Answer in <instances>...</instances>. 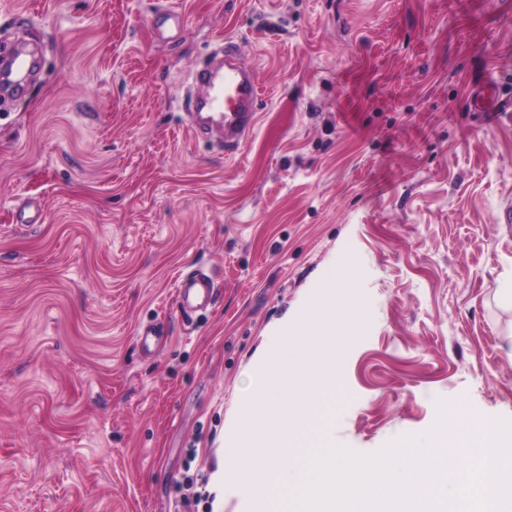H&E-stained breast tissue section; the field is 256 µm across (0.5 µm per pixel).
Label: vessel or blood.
<instances>
[{"label":"vessel or blood","mask_w":512,"mask_h":512,"mask_svg":"<svg viewBox=\"0 0 512 512\" xmlns=\"http://www.w3.org/2000/svg\"><path fill=\"white\" fill-rule=\"evenodd\" d=\"M195 78L206 88L197 112L205 113L221 129L225 150L238 149L255 126L262 96L253 71L239 61L236 45L228 41L224 44L223 68L202 69ZM215 294L214 283L204 271L182 274L177 279L176 299L184 314L206 309Z\"/></svg>","instance_id":"vessel-or-blood-1"}]
</instances>
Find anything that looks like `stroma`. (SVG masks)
<instances>
[{
    "label": "stroma",
    "mask_w": 512,
    "mask_h": 512,
    "mask_svg": "<svg viewBox=\"0 0 512 512\" xmlns=\"http://www.w3.org/2000/svg\"><path fill=\"white\" fill-rule=\"evenodd\" d=\"M227 37L263 90L231 155L185 108ZM2 44L39 63L0 100V512H178L281 325L353 292L337 445L512 422V0H0ZM216 294L211 277L202 270L180 274L176 282V299L184 315L206 309Z\"/></svg>",
    "instance_id": "35a3bbf8"
}]
</instances>
